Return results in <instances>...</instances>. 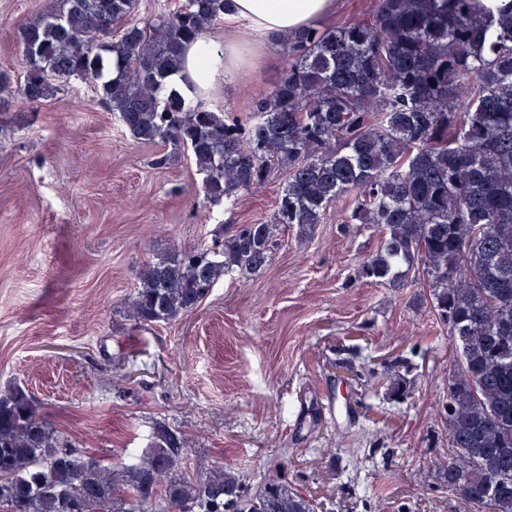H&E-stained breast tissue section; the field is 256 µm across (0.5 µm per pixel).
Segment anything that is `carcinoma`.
<instances>
[{"mask_svg": "<svg viewBox=\"0 0 512 512\" xmlns=\"http://www.w3.org/2000/svg\"><path fill=\"white\" fill-rule=\"evenodd\" d=\"M230 7L165 0L142 19L137 0H60L22 29L18 98L31 111L75 79L90 84L132 139L171 145L154 165L186 151L214 206L286 174L270 215L143 264L125 317L141 330L187 316L224 277L263 269L280 232L303 233L345 203L344 223L381 237L358 277L421 272L452 337L437 477L512 512V0L497 11L375 0L344 24L310 23L278 37L285 67L245 113L168 86ZM415 386L396 372L388 396L404 401ZM181 461V437L158 423L150 448L102 465L65 443L25 389L0 393V512H89L116 488V512H313L278 472L254 488L233 467L188 476Z\"/></svg>", "mask_w": 512, "mask_h": 512, "instance_id": "carcinoma-1", "label": "carcinoma"}]
</instances>
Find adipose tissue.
<instances>
[{"mask_svg":"<svg viewBox=\"0 0 512 512\" xmlns=\"http://www.w3.org/2000/svg\"><path fill=\"white\" fill-rule=\"evenodd\" d=\"M234 3L233 20L246 23L267 36L300 28L326 15L332 6V0H234ZM208 51L223 53L221 70L206 68L204 54ZM260 54V49L233 35L207 37L205 43L188 49L185 68L176 77L175 84L181 88L197 85L200 99H207L215 88L226 83L233 73L256 61Z\"/></svg>","mask_w":512,"mask_h":512,"instance_id":"adipose-tissue-1","label":"adipose tissue"}]
</instances>
